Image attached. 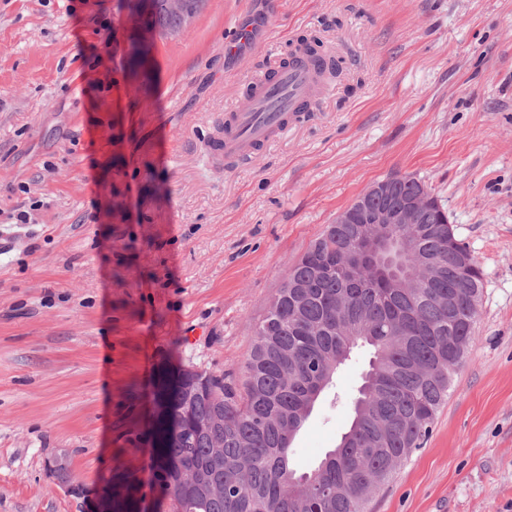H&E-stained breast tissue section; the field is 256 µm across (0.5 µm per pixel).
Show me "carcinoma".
<instances>
[{
	"label": "carcinoma",
	"mask_w": 512,
	"mask_h": 512,
	"mask_svg": "<svg viewBox=\"0 0 512 512\" xmlns=\"http://www.w3.org/2000/svg\"><path fill=\"white\" fill-rule=\"evenodd\" d=\"M140 26L167 36L181 19L165 0H152ZM298 48L320 59L321 74L338 62L318 42ZM425 187L401 176L389 200ZM366 224H329L290 268L255 326L242 386L200 373L172 384L168 413L153 421L148 481L164 488L168 512H366V505L421 447L448 399L452 373L476 341L484 274L469 260L432 203L415 228L413 246L435 261L418 284L393 288L378 279L357 248ZM349 255L358 277L342 283L326 269ZM358 347L370 350L346 431L308 472L290 467L294 437L337 370ZM125 488L113 512H133L143 480L115 474Z\"/></svg>",
	"instance_id": "carcinoma-1"
}]
</instances>
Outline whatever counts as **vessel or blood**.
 Returning <instances> with one entry per match:
<instances>
[{
  "mask_svg": "<svg viewBox=\"0 0 512 512\" xmlns=\"http://www.w3.org/2000/svg\"><path fill=\"white\" fill-rule=\"evenodd\" d=\"M316 68L307 61L279 66L275 73L249 77V102L224 115L225 131L212 153L217 160H249L258 146L313 112L323 93Z\"/></svg>",
  "mask_w": 512,
  "mask_h": 512,
  "instance_id": "vessel-or-blood-1",
  "label": "vessel or blood"
}]
</instances>
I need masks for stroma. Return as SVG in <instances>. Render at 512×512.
Listing matches in <instances>:
<instances>
[{
	"label": "stroma",
	"instance_id": "obj_1",
	"mask_svg": "<svg viewBox=\"0 0 512 512\" xmlns=\"http://www.w3.org/2000/svg\"><path fill=\"white\" fill-rule=\"evenodd\" d=\"M126 17L0 0V512H91L115 466L147 478L161 374L243 382L291 265L397 172L438 197L484 290L426 445L369 512H512V0H207L143 67L112 41ZM230 26L249 50L225 52ZM311 37L344 60L316 110L214 166L245 77ZM365 363L316 402L297 472L338 444ZM59 448L83 495L48 478Z\"/></svg>",
	"mask_w": 512,
	"mask_h": 512
}]
</instances>
